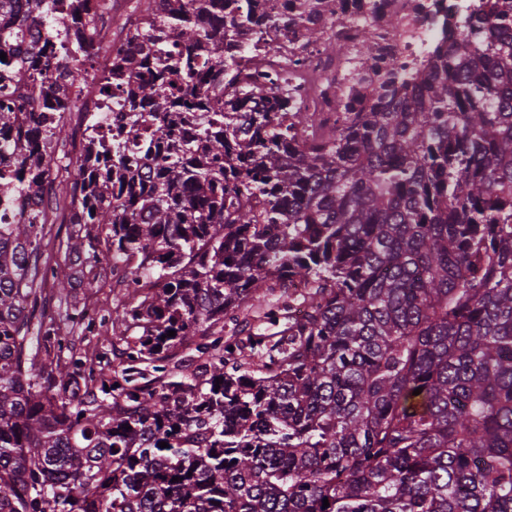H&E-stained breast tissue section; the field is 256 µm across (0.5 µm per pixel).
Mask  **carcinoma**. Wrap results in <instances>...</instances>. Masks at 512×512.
Wrapping results in <instances>:
<instances>
[{"label":"carcinoma","mask_w":512,"mask_h":512,"mask_svg":"<svg viewBox=\"0 0 512 512\" xmlns=\"http://www.w3.org/2000/svg\"><path fill=\"white\" fill-rule=\"evenodd\" d=\"M307 2L142 0L126 41L180 47L145 81L121 54L88 71L112 0H0V89L26 108H0L24 151L0 199H52L0 224V512H512V14L421 75L344 67L331 114L257 83L272 32L346 54ZM90 77L103 101L52 174ZM104 263L112 353L90 355L85 313L49 310Z\"/></svg>","instance_id":"cac0c4a2"}]
</instances>
